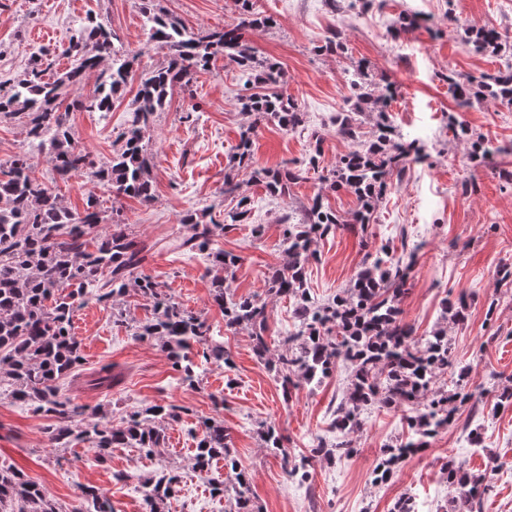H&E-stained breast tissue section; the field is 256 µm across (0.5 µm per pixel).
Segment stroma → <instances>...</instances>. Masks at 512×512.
Masks as SVG:
<instances>
[{"mask_svg":"<svg viewBox=\"0 0 512 512\" xmlns=\"http://www.w3.org/2000/svg\"><path fill=\"white\" fill-rule=\"evenodd\" d=\"M257 12L271 17L268 27H254L246 39L259 58L283 69L284 88L297 100L304 124L294 131L276 122L253 125L242 112L238 72L215 58L197 74L188 90H175L165 111L155 113L145 134L155 190L152 205L115 196L87 175L60 184L64 205L83 210L96 199L105 210L122 215L131 237L151 251L143 266L189 310L201 314L224 333L234 369L201 363L194 383L173 370L157 341L134 339L126 324L114 321L111 307L89 303L76 309L73 332L82 342L83 370L114 364L123 382L109 391L91 390L82 381H63L73 404L105 412L112 424L134 411L158 404L183 407L184 415L166 425L163 452L144 456L136 448H116L106 462L83 442L55 448L48 441L46 417L0 393V463L22 470L42 485L62 512H82V488L99 487L115 512H146L141 478L172 471L180 480L165 512H227V498L210 494L213 478L224 466L215 463L209 477L195 470L191 457L199 423L207 417L224 422L230 450L250 475V495L261 512H393L404 496L418 512H446L450 491L442 478L448 457L484 471L490 459L500 468L489 481L482 512H512V409L495 410L503 387H512V289L498 281L501 265L512 264V111L491 99L458 109L448 87L449 73L495 77L497 56L474 53L462 38L469 25H512V0H254ZM160 6L187 30L221 28L238 19L237 0H161ZM107 18L123 48L134 55L133 77L108 112L72 108L76 141L99 161L122 145L139 79L164 65V51L149 41L142 0H0V88L12 85L36 59L70 64L63 50L88 15ZM339 33L344 54L324 52L327 36ZM368 63L377 78L394 84L397 98L388 110L398 135L419 139L427 160L408 166L391 179L376 201L364 231L347 230L358 208L356 197L331 190L325 180L337 158L349 151L337 136L334 119L350 114L365 139H373L377 115L351 112L353 65ZM469 138H458L460 128ZM252 130L251 169L234 171L232 155L240 135ZM485 140L487 155L469 158L471 137ZM28 155L35 176L50 181L44 151L33 147L22 118L0 120V161ZM318 167H307L309 158ZM304 167L290 196L267 192L257 173L264 169ZM236 172L249 198L244 223L227 224L224 214L238 199L224 193V176ZM322 199L343 222V229L318 239L317 257L307 270L310 294L327 301L347 288L362 267L368 249L388 245L394 256L417 249V262L400 307L416 335L428 334L441 320V303L459 292L469 295L467 319L449 325L450 360L469 369L476 409L461 408L457 424L442 430L430 447L407 460L389 483L376 485L371 471L384 444L408 434L402 414L377 406L365 410L357 436L358 453L342 461L317 457L311 479L301 484L286 476L280 456L260 435L264 424L284 435L289 455L300 457L318 441L334 442L333 412L345 395L349 370L339 366L315 388H301L283 401L265 361L252 350L246 331H228L224 315L212 301V276L206 257L169 251L168 241L186 234V212L205 214L219 223L217 244L240 256L225 286L234 296L253 295L266 302L268 342H279L293 328L288 299L268 294L266 276L285 259L282 231L288 220L303 218L313 199ZM480 429L481 447L468 442L465 428Z\"/></svg>","mask_w":512,"mask_h":512,"instance_id":"obj_1","label":"stroma"}]
</instances>
